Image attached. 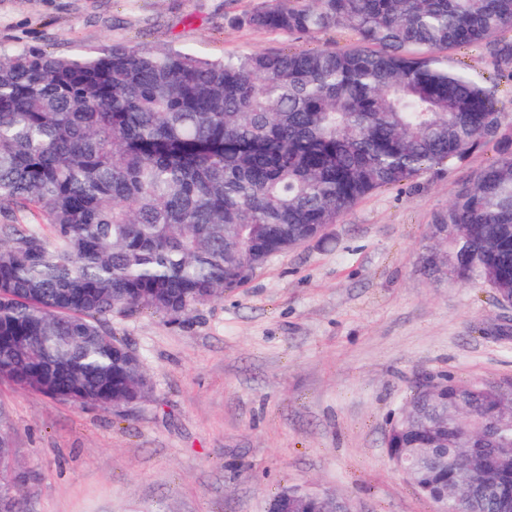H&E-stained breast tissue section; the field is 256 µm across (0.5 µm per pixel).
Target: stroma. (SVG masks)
Segmentation results:
<instances>
[{
    "label": "stroma",
    "mask_w": 512,
    "mask_h": 512,
    "mask_svg": "<svg viewBox=\"0 0 512 512\" xmlns=\"http://www.w3.org/2000/svg\"><path fill=\"white\" fill-rule=\"evenodd\" d=\"M261 0H0V50L75 55L115 44H174L221 59L253 51L344 50L315 36L237 23ZM497 86L512 129V68L485 48L449 51ZM496 157L487 144L373 192L317 238L241 287L178 317L105 318L151 380L147 397L80 407L0 379L21 512H269L285 487L355 512H434L389 462L385 433L416 387L448 375L512 379V309L475 281L424 269L428 226L461 182Z\"/></svg>",
    "instance_id": "1"
}]
</instances>
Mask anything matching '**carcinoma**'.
I'll use <instances>...</instances> for the list:
<instances>
[{"label":"carcinoma","mask_w":512,"mask_h":512,"mask_svg":"<svg viewBox=\"0 0 512 512\" xmlns=\"http://www.w3.org/2000/svg\"><path fill=\"white\" fill-rule=\"evenodd\" d=\"M244 22L338 28L358 45L220 61L123 45L0 53V378L82 406L143 399L141 360L103 318L185 314L368 194L491 140L497 158L428 238L453 257L449 278L512 298V134L495 88L442 55L485 46L512 64L497 39L512 0H263ZM386 443L423 451L420 496L436 504L465 474L464 512H493L489 489L512 487V382L419 387ZM19 492L0 472V496Z\"/></svg>","instance_id":"1"}]
</instances>
